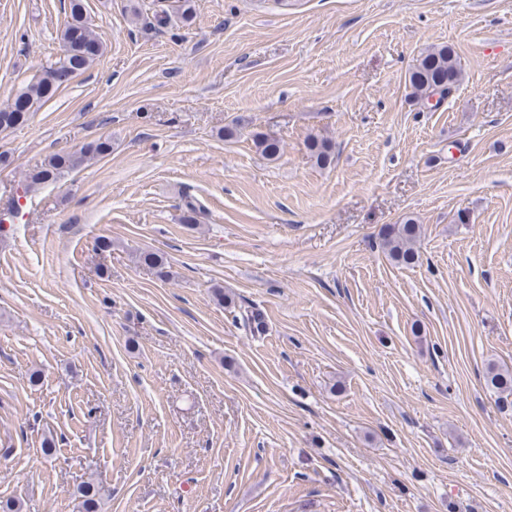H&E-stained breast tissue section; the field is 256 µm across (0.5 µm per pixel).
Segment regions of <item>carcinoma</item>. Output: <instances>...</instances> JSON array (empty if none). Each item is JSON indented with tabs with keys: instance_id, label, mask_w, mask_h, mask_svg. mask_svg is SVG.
Wrapping results in <instances>:
<instances>
[{
	"instance_id": "carcinoma-1",
	"label": "carcinoma",
	"mask_w": 512,
	"mask_h": 512,
	"mask_svg": "<svg viewBox=\"0 0 512 512\" xmlns=\"http://www.w3.org/2000/svg\"><path fill=\"white\" fill-rule=\"evenodd\" d=\"M84 10L83 0H70V16L60 34L62 55L53 64L43 68L40 76L22 88L10 104L0 108V130L13 129L25 124L30 113L37 111L71 79L89 69L102 54L103 45L88 25ZM461 81L462 71L454 51L446 45L424 52L408 79L412 89L411 95L423 101H428L437 94H451ZM254 138L256 146L267 159L279 158L282 146L278 139L263 134H256ZM306 148L317 164L330 163L332 143L329 140L311 135L306 141ZM111 152V140L99 138L77 151L53 154L39 169L26 176L25 189L35 190L42 184L60 179L89 161L104 158ZM420 233L421 226L411 219L402 224H388L381 229V246L395 263L410 266L419 259L416 244ZM139 259L153 269L158 277H169V265L162 255L144 252L140 254ZM241 320L254 335H261L266 331L264 319L256 309L242 311ZM486 383L497 395L498 406L502 409H512V367L489 364ZM78 494L81 512H99L101 495L97 486L87 482L78 488Z\"/></svg>"
}]
</instances>
